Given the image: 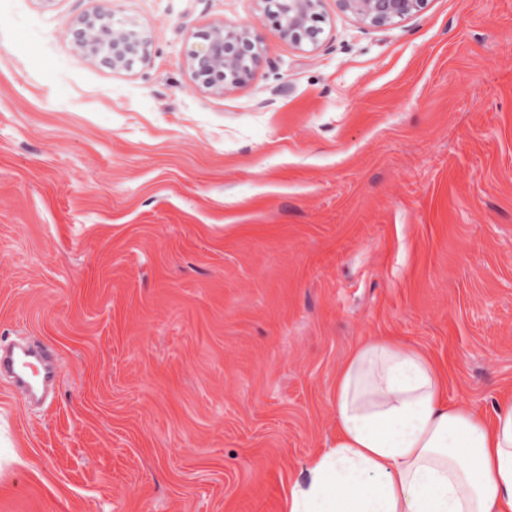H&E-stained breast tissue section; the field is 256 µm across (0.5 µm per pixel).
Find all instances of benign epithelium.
<instances>
[{"instance_id":"7a95c632","label":"benign epithelium","mask_w":512,"mask_h":512,"mask_svg":"<svg viewBox=\"0 0 512 512\" xmlns=\"http://www.w3.org/2000/svg\"><path fill=\"white\" fill-rule=\"evenodd\" d=\"M276 35L294 45L316 44L322 33L324 0H257ZM360 24L383 29L419 14L428 0H338ZM79 52L114 70H126L132 59L149 55V42L132 24L100 10L81 17L74 29ZM200 49L190 53L195 75L215 93L243 84L260 58L261 39L247 25L221 23L201 33Z\"/></svg>"}]
</instances>
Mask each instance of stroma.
Returning <instances> with one entry per match:
<instances>
[{"label":"stroma","instance_id":"stroma-1","mask_svg":"<svg viewBox=\"0 0 512 512\" xmlns=\"http://www.w3.org/2000/svg\"><path fill=\"white\" fill-rule=\"evenodd\" d=\"M108 9L146 61L76 50ZM324 12L300 48L255 0H0V347L56 371L0 378V512H288L364 338L512 397V0ZM222 21L263 40L228 94L188 65ZM341 9L360 24L383 29L419 14L428 0H338ZM0 371L7 372L16 388L25 396H37L53 380L51 364L46 354L27 345H18L8 356H0Z\"/></svg>","mask_w":512,"mask_h":512}]
</instances>
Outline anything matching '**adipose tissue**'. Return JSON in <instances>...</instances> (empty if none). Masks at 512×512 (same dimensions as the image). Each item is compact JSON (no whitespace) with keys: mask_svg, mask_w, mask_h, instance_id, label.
I'll return each mask as SVG.
<instances>
[{"mask_svg":"<svg viewBox=\"0 0 512 512\" xmlns=\"http://www.w3.org/2000/svg\"><path fill=\"white\" fill-rule=\"evenodd\" d=\"M428 355L357 342L336 374V438L295 482L288 512H512V400L449 406Z\"/></svg>","mask_w":512,"mask_h":512,"instance_id":"obj_1","label":"adipose tissue"}]
</instances>
